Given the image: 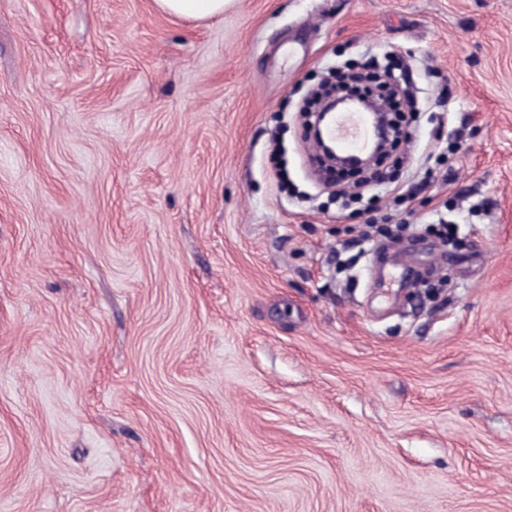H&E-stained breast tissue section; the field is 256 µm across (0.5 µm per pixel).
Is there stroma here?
I'll return each instance as SVG.
<instances>
[{
    "label": "stroma",
    "mask_w": 512,
    "mask_h": 512,
    "mask_svg": "<svg viewBox=\"0 0 512 512\" xmlns=\"http://www.w3.org/2000/svg\"><path fill=\"white\" fill-rule=\"evenodd\" d=\"M370 61L339 192L298 103ZM0 512H512V0H0ZM158 9L185 20H206L224 14L229 0H155ZM367 81L372 83V84H374L375 86H377L380 89H382V88H385V89L391 88L387 92V95L383 98V103L386 104L390 108L391 112H396L395 113L396 117L400 118L401 114L399 112H404V111L402 110L401 101L398 98L399 93L395 89V85H394V83L391 80V75L390 74H385L384 77L381 76V75H378V74L370 75L367 78Z\"/></svg>",
    "instance_id": "obj_1"
}]
</instances>
